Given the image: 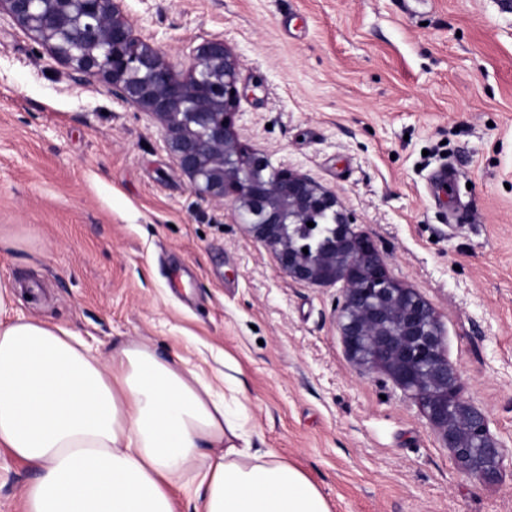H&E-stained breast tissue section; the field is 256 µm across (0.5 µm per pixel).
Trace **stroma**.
Masks as SVG:
<instances>
[{
    "label": "stroma",
    "mask_w": 512,
    "mask_h": 512,
    "mask_svg": "<svg viewBox=\"0 0 512 512\" xmlns=\"http://www.w3.org/2000/svg\"><path fill=\"white\" fill-rule=\"evenodd\" d=\"M175 61L223 37L236 128L331 189L445 332L505 456L469 478L420 405L346 355L339 288L279 273L197 197L159 124L0 18V283L103 351L189 353L331 512H512V0H125ZM454 171L452 194L435 187ZM29 471L0 447V512Z\"/></svg>",
    "instance_id": "stroma-1"
}]
</instances>
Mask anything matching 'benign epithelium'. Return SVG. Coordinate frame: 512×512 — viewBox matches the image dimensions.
Wrapping results in <instances>:
<instances>
[{
    "label": "benign epithelium",
    "instance_id": "benign-epithelium-1",
    "mask_svg": "<svg viewBox=\"0 0 512 512\" xmlns=\"http://www.w3.org/2000/svg\"><path fill=\"white\" fill-rule=\"evenodd\" d=\"M122 2L0 0V15L72 74L96 79L153 117L194 192L218 208L232 204L280 273L305 285H341L337 327L349 358L408 393L468 476L498 480L501 445L484 413L461 397V373L446 355L432 307L391 275L335 192L288 166L272 167L264 151L240 142L238 56L214 37L182 68L135 34Z\"/></svg>",
    "mask_w": 512,
    "mask_h": 512
}]
</instances>
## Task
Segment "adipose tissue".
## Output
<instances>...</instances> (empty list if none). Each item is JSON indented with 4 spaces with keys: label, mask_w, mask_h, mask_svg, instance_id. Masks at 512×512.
<instances>
[{
    "label": "adipose tissue",
    "mask_w": 512,
    "mask_h": 512,
    "mask_svg": "<svg viewBox=\"0 0 512 512\" xmlns=\"http://www.w3.org/2000/svg\"><path fill=\"white\" fill-rule=\"evenodd\" d=\"M0 285V447L33 474L24 512H331L317 485L250 445L238 391L140 342L102 358L76 331L13 313Z\"/></svg>",
    "instance_id": "1"
}]
</instances>
